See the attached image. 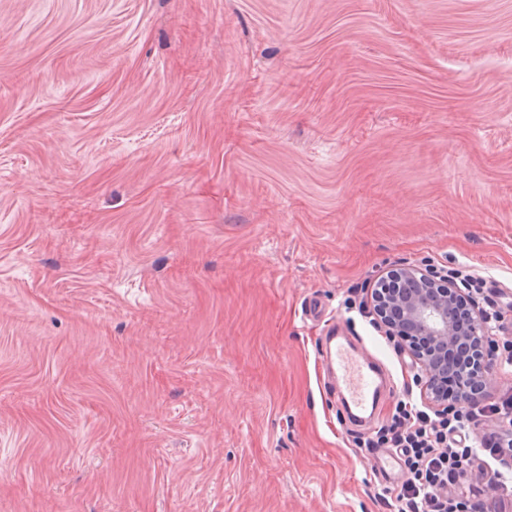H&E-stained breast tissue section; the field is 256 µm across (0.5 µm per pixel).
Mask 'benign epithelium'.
Listing matches in <instances>:
<instances>
[{
  "mask_svg": "<svg viewBox=\"0 0 512 512\" xmlns=\"http://www.w3.org/2000/svg\"><path fill=\"white\" fill-rule=\"evenodd\" d=\"M370 309L379 328L398 339L419 366L418 382L430 403L445 410L450 402L483 403L488 373L499 361L495 336L503 326L457 283L401 263L374 281Z\"/></svg>",
  "mask_w": 512,
  "mask_h": 512,
  "instance_id": "1",
  "label": "benign epithelium"
}]
</instances>
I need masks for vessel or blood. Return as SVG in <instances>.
<instances>
[{
	"instance_id": "1",
	"label": "vessel or blood",
	"mask_w": 512,
	"mask_h": 512,
	"mask_svg": "<svg viewBox=\"0 0 512 512\" xmlns=\"http://www.w3.org/2000/svg\"><path fill=\"white\" fill-rule=\"evenodd\" d=\"M321 360L351 417L358 422L370 419L383 384L380 366L363 358L355 338L333 325L324 338Z\"/></svg>"
}]
</instances>
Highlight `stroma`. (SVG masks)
I'll list each match as a JSON object with an SVG mask.
<instances>
[{
    "label": "stroma",
    "instance_id": "obj_1",
    "mask_svg": "<svg viewBox=\"0 0 512 512\" xmlns=\"http://www.w3.org/2000/svg\"><path fill=\"white\" fill-rule=\"evenodd\" d=\"M406 261L512 351V0H0V512H391L304 309L390 424ZM324 338L321 360L330 374L331 385L339 387L351 417L356 422L371 418L380 396L385 373L363 358L357 341L331 322Z\"/></svg>",
    "mask_w": 512,
    "mask_h": 512
}]
</instances>
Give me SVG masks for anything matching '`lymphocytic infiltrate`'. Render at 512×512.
Masks as SVG:
<instances>
[{"instance_id": "obj_1", "label": "lymphocytic infiltrate", "mask_w": 512, "mask_h": 512, "mask_svg": "<svg viewBox=\"0 0 512 512\" xmlns=\"http://www.w3.org/2000/svg\"><path fill=\"white\" fill-rule=\"evenodd\" d=\"M512 411V396L485 404L482 411L462 405L451 416L432 415L411 402H400L389 427L368 439L370 448L398 449L408 477L395 493L397 512H453L450 491L461 483L481 454L499 458L495 434L476 435L479 415ZM479 436L478 446L467 443Z\"/></svg>"}]
</instances>
